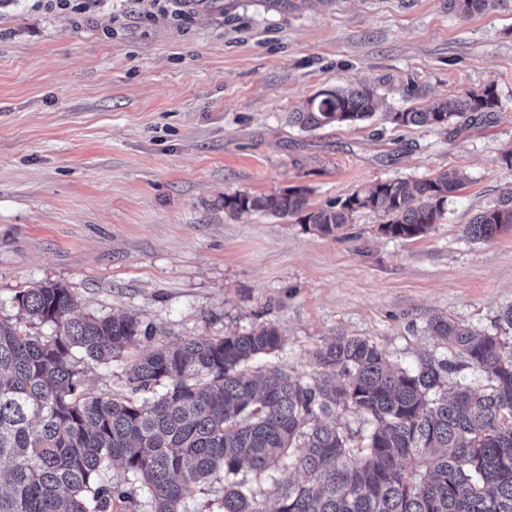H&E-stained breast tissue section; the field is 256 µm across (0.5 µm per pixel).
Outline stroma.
Returning <instances> with one entry per match:
<instances>
[{"instance_id": "obj_1", "label": "stroma", "mask_w": 512, "mask_h": 512, "mask_svg": "<svg viewBox=\"0 0 512 512\" xmlns=\"http://www.w3.org/2000/svg\"><path fill=\"white\" fill-rule=\"evenodd\" d=\"M360 83L388 111L495 85L494 123L455 134L374 116L315 130L288 114ZM512 5L467 17L448 0H45L0 5V319L16 293L64 285L83 315H135L153 344L278 328L298 376L338 334L407 368L443 316L493 331L512 303V228L468 241L512 189ZM455 169L464 186L417 239L362 211L323 237L224 197L292 187L326 205L389 179ZM148 343V344H151ZM148 344L88 371L128 392Z\"/></svg>"}]
</instances>
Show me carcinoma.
<instances>
[{
    "label": "carcinoma",
    "instance_id": "obj_1",
    "mask_svg": "<svg viewBox=\"0 0 512 512\" xmlns=\"http://www.w3.org/2000/svg\"><path fill=\"white\" fill-rule=\"evenodd\" d=\"M509 0H448L472 16ZM380 99L369 86L325 89L288 113L303 129L372 118ZM500 111L496 88L453 102L385 116L401 127L462 130ZM463 186L445 170L413 184L400 179L308 204L305 189L224 196L235 217L265 212L295 217L336 234L369 210L393 238L427 234ZM512 224V189L465 225L472 242ZM15 322L0 320V512H126L138 488L150 512H185L190 487L224 474V512H512V352L496 333L445 317L428 330L447 355L425 352L415 367L394 368L384 349L340 334L312 353L302 378L269 364L282 349L276 327L183 340L141 355L127 370L131 393L97 392L88 367L108 365L153 331L129 315L76 313L64 286L41 283L17 293ZM39 322L49 336L28 331ZM482 377L475 384L462 371ZM369 428L344 430L339 411ZM124 481L109 483L114 465ZM265 498L254 480L272 472Z\"/></svg>",
    "mask_w": 512,
    "mask_h": 512
}]
</instances>
